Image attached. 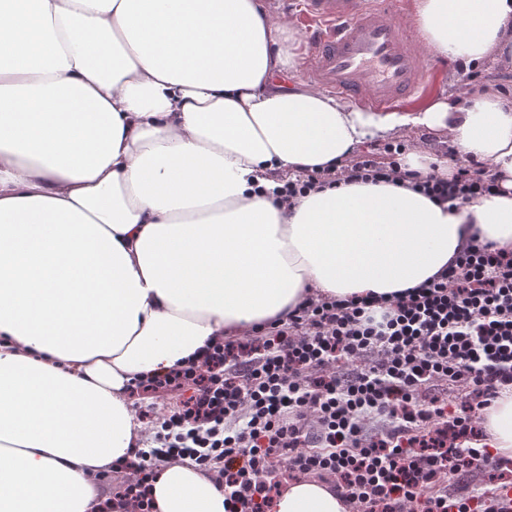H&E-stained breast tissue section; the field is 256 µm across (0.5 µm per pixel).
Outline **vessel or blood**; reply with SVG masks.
<instances>
[{
    "instance_id": "vessel-or-blood-1",
    "label": "vessel or blood",
    "mask_w": 512,
    "mask_h": 512,
    "mask_svg": "<svg viewBox=\"0 0 512 512\" xmlns=\"http://www.w3.org/2000/svg\"><path fill=\"white\" fill-rule=\"evenodd\" d=\"M403 10L404 0H301L293 18L304 31V77L369 110L414 100L426 68L398 23Z\"/></svg>"
}]
</instances>
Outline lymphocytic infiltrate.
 I'll use <instances>...</instances> for the list:
<instances>
[{
    "mask_svg": "<svg viewBox=\"0 0 512 512\" xmlns=\"http://www.w3.org/2000/svg\"><path fill=\"white\" fill-rule=\"evenodd\" d=\"M405 152L396 142L359 153L286 181L277 199L342 180L408 186L456 209L499 192L483 162L444 179L402 168ZM454 386L463 395L451 412ZM508 387L512 251L470 243L399 297H310L241 339L214 337L200 362L136 381L179 406L152 418L123 496L152 512L146 476L190 460L223 486L226 512H270L282 478L297 475L332 480L353 512H502L500 494L467 477L506 463L479 440L485 409Z\"/></svg>",
    "mask_w": 512,
    "mask_h": 512,
    "instance_id": "f902f5d3",
    "label": "lymphocytic infiltrate"
}]
</instances>
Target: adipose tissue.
Returning a JSON list of instances; mask_svg holds the SVG:
<instances>
[{
	"label": "adipose tissue",
	"mask_w": 512,
	"mask_h": 512,
	"mask_svg": "<svg viewBox=\"0 0 512 512\" xmlns=\"http://www.w3.org/2000/svg\"><path fill=\"white\" fill-rule=\"evenodd\" d=\"M439 58L512 64V0H414ZM296 33L267 0H0V512H97L132 459L131 382L308 295H391L471 241L512 249V91L364 112L284 85ZM418 125L498 175L450 210L389 183L279 207L282 174L333 167ZM484 443L512 458V389ZM154 512H225L188 463L149 480ZM272 512H351L312 478Z\"/></svg>",
	"instance_id": "ef3b65f1"
}]
</instances>
